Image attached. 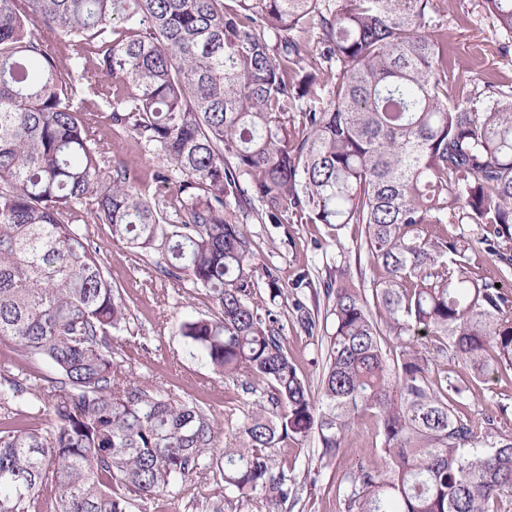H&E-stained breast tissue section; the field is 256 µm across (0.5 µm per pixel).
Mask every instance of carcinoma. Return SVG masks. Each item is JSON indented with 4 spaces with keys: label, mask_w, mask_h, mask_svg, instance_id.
Instances as JSON below:
<instances>
[{
    "label": "carcinoma",
    "mask_w": 512,
    "mask_h": 512,
    "mask_svg": "<svg viewBox=\"0 0 512 512\" xmlns=\"http://www.w3.org/2000/svg\"><path fill=\"white\" fill-rule=\"evenodd\" d=\"M484 2L512 37V0ZM439 4L0 0V340L56 369L48 386L0 374V512H138L215 468L224 500L260 492L277 509L297 482L268 449L315 433L330 462L366 412L385 464L344 472L346 512H498L512 496V433L464 411L471 384L512 372V289L474 262L512 266V84L479 86L450 59L448 28L430 27ZM129 134L182 176L160 205L111 164ZM251 214L364 230L377 282L324 284L315 395L254 301ZM92 224L208 292L213 313L181 336L262 391L233 442L196 400L123 381L129 309ZM264 276L284 298L278 269ZM292 317L310 337L320 326L298 297ZM387 334L408 337L393 359ZM440 357L469 380L435 372Z\"/></svg>",
    "instance_id": "obj_1"
}]
</instances>
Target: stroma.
I'll list each match as a JSON object with an SVG mask.
<instances>
[{"label":"stroma","mask_w":512,"mask_h":512,"mask_svg":"<svg viewBox=\"0 0 512 512\" xmlns=\"http://www.w3.org/2000/svg\"><path fill=\"white\" fill-rule=\"evenodd\" d=\"M444 11L434 15V22L448 28V52L457 64L477 78L489 75L512 81V39L497 36L483 0H444ZM115 164L126 169L134 182L143 186L151 200H161L179 181L177 172H169L167 182L155 180L163 170L156 155L144 151L133 137L118 140L113 147ZM255 261L258 267H278L284 299L269 303L264 277H257L255 299L268 305L284 326L285 345L300 374L310 387H317L325 358L320 337H310L296 328L289 310L294 297L309 306L325 310L323 298L310 290L295 293L292 282L300 272H309L316 280L335 277L346 270L356 287L372 289L374 273L362 230L351 224L338 239H330L319 224H292L280 228L248 219ZM91 231L101 247L107 275L130 308L129 322L115 338V357L123 374L139 381L152 391L176 399L193 398L210 407L225 430L222 442L233 437L232 428L242 419L249 402L243 397L240 383L215 375L201 360L193 357L178 325L184 319L210 312L211 301L205 291L182 288L160 280L149 258L139 256L126 244L114 242L105 224L92 225ZM473 417H493L498 428L512 432V375L499 376L474 387L469 401ZM379 440L371 416H362L348 437L342 456L332 462L318 457V442L273 449L274 459L293 463L294 477L300 488L299 500L292 512H344L338 491L342 474L356 462L379 463ZM271 512L263 495L252 494L239 500H225L219 473L209 474L206 481L186 491L168 495L148 504L146 512Z\"/></svg>","instance_id":"1"}]
</instances>
